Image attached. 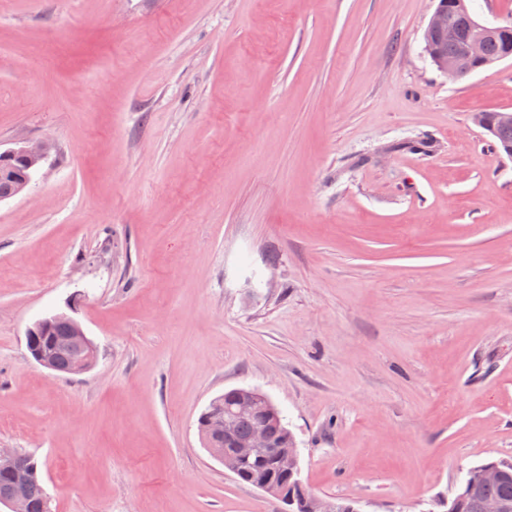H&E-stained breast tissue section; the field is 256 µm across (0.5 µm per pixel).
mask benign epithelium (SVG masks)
I'll use <instances>...</instances> for the list:
<instances>
[{"label": "benign epithelium", "mask_w": 512, "mask_h": 512, "mask_svg": "<svg viewBox=\"0 0 512 512\" xmlns=\"http://www.w3.org/2000/svg\"><path fill=\"white\" fill-rule=\"evenodd\" d=\"M482 32L466 36L461 28L454 22L448 20V11L442 6H437L433 12L428 26L424 33V51L436 63L440 72L452 79L459 78L466 67L459 62H448L442 56V46L445 43L460 45L462 59L468 63L485 64L483 58V35H493L503 30L500 25H483ZM475 123L485 132L491 134L495 129L512 125V112H498L493 120H488L483 112H478L474 117ZM49 145L26 144L18 148H11L0 151V170L12 171L14 182L13 190L6 198L10 199L22 194L31 183L27 171H37L47 159ZM63 320L69 327L71 344L75 350L70 358L68 374H79L89 369L95 359V350L91 340L85 334L80 323L67 313H55L47 315L27 328L25 339L26 347L31 350L32 359L42 367L51 371L56 370L52 357L38 350L33 339L36 336H43L53 322ZM249 396L248 407L264 418L252 435L243 442L233 445L230 451L219 456L224 468L233 475H238L241 465L254 458L267 448L275 449L278 467L282 474L297 478L300 475L299 456L296 446L293 444H276L273 441L267 418L274 415L273 403L264 395L256 392H247ZM235 410L227 406L224 414L216 415L212 411H204L198 418L207 425L205 432L222 436L224 439L232 437L234 431ZM24 455L14 449L0 448V471L16 472V479L12 496L0 503L7 509V512H27V497L29 475L21 472ZM256 489L271 495L283 502H288V494L284 492L283 486L273 483L270 480H260L253 484Z\"/></svg>", "instance_id": "1"}]
</instances>
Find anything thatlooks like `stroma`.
<instances>
[{"label":"stroma","mask_w":512,"mask_h":512,"mask_svg":"<svg viewBox=\"0 0 512 512\" xmlns=\"http://www.w3.org/2000/svg\"><path fill=\"white\" fill-rule=\"evenodd\" d=\"M437 0H0V448L52 512H283L205 448L253 389L305 491L431 512L512 460V59L451 80ZM72 311L66 375L25 332ZM496 112L494 115L493 121H489L485 112H479L475 114L474 120L475 123L481 127L485 132L489 135L492 133V137L495 142L492 141L494 146L499 150L505 149V152L510 156L512 154V148L506 147L512 145V127L508 129H497L500 127H507L512 125V112H497V111H489ZM495 122V124L493 123ZM506 147V148H505ZM502 151V150H501ZM48 152L49 145L46 143L35 145L26 144L18 148L0 151V170H3L4 172L10 170L12 174L11 177L14 182L12 190L13 183L6 179L3 174L2 176L0 175V196L8 194L12 190L10 194L1 197L0 202L19 196L27 189L31 183V178L30 175L24 171H38L43 162L47 159ZM15 161H20L23 164L24 169L21 171H13V163ZM58 320H64L68 326L65 323H59L52 329L49 336H44L46 330L52 325V323ZM69 335L71 344L75 347L71 358L65 350L57 348L52 351V357L55 360L58 369L65 370L70 358L68 370L59 371L54 366L52 357L38 350L34 345L33 339L34 336H39V340L42 345L51 343L62 344ZM25 339L26 347L31 350L32 359L42 367L54 372L79 374L89 369L95 359V350L91 340L85 334L80 323L67 313L50 314L35 321L27 328Z\"/></svg>","instance_id":"35a3bbf8"}]
</instances>
